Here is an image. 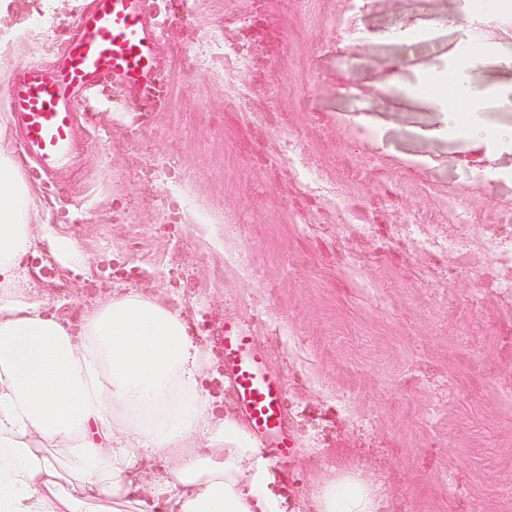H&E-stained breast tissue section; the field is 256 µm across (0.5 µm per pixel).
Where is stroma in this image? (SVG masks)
I'll list each match as a JSON object with an SVG mask.
<instances>
[{
	"label": "stroma",
	"mask_w": 512,
	"mask_h": 512,
	"mask_svg": "<svg viewBox=\"0 0 512 512\" xmlns=\"http://www.w3.org/2000/svg\"><path fill=\"white\" fill-rule=\"evenodd\" d=\"M88 2L48 15L12 0L0 19L25 30L0 55V146L38 205L24 288L76 329L116 288L170 301L204 349L215 413L239 420L222 345L225 323L245 330L284 385L295 448L269 454L290 505L352 465L381 485L382 512H512V144L440 133L432 101L406 92L455 66L474 20L463 0H371L366 42L323 50L337 0H162L160 100L108 88L50 187L4 90L21 64L55 61ZM243 25L263 39L230 75L215 47ZM481 47L472 90L511 85L512 28L491 25ZM238 91L252 111H226ZM350 204L357 220L338 223ZM49 232L75 240L72 261Z\"/></svg>",
	"instance_id": "stroma-1"
}]
</instances>
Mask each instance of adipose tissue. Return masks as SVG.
<instances>
[{
    "label": "adipose tissue",
    "mask_w": 512,
    "mask_h": 512,
    "mask_svg": "<svg viewBox=\"0 0 512 512\" xmlns=\"http://www.w3.org/2000/svg\"><path fill=\"white\" fill-rule=\"evenodd\" d=\"M31 206L0 149V512H288L266 450L212 414L203 352L163 298L113 295L76 331L22 291ZM311 506L381 501L340 472L315 483Z\"/></svg>",
    "instance_id": "ef3b65f1"
}]
</instances>
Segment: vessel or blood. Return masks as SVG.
<instances>
[{"mask_svg":"<svg viewBox=\"0 0 512 512\" xmlns=\"http://www.w3.org/2000/svg\"><path fill=\"white\" fill-rule=\"evenodd\" d=\"M166 26L152 0H92L52 65L29 63L14 74L6 90L12 129L47 183L60 181L74 163L83 139L81 100L108 80L141 98L156 95ZM224 366L261 447L288 453L293 443L284 430V389L267 377L239 329L224 332Z\"/></svg>","mask_w":512,"mask_h":512,"instance_id":"obj_1","label":"vessel or blood"}]
</instances>
